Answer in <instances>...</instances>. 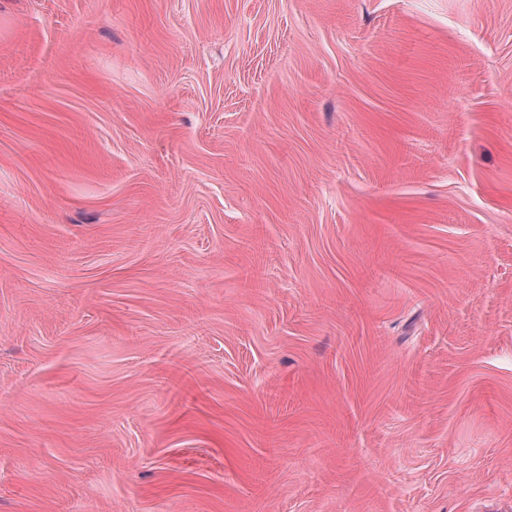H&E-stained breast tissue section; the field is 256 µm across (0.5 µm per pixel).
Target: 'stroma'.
<instances>
[{
  "label": "stroma",
  "instance_id": "35a3bbf8",
  "mask_svg": "<svg viewBox=\"0 0 512 512\" xmlns=\"http://www.w3.org/2000/svg\"><path fill=\"white\" fill-rule=\"evenodd\" d=\"M0 512H512V0H0Z\"/></svg>",
  "mask_w": 512,
  "mask_h": 512
}]
</instances>
